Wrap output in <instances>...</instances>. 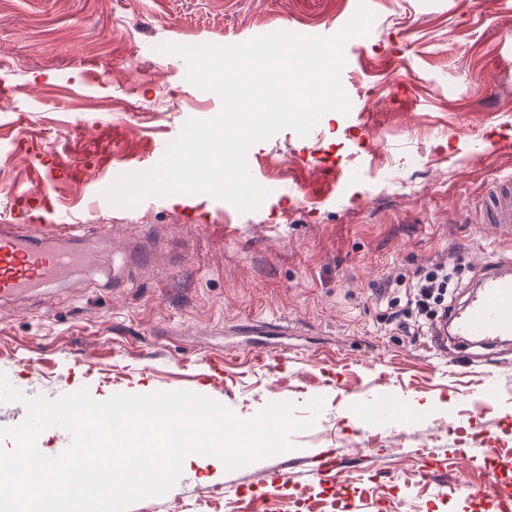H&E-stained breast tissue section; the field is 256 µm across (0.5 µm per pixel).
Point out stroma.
<instances>
[{"label": "stroma", "instance_id": "obj_1", "mask_svg": "<svg viewBox=\"0 0 512 512\" xmlns=\"http://www.w3.org/2000/svg\"><path fill=\"white\" fill-rule=\"evenodd\" d=\"M367 4L374 22L345 44L340 74L360 112L252 145V176L275 191L243 214L205 194L91 204L222 108L157 45L331 37L357 0H0V224L61 211L82 232L60 247L101 255L0 305V372L28 396L189 391L242 419L324 401L292 450L232 472L183 468L129 512H252L258 496L263 512H491L449 480L512 476V342L442 353L433 332L389 324L377 298L384 280L451 262L459 306L483 255L512 254L477 222L489 188L512 180V0ZM388 168L395 182L380 180ZM44 180L48 207L26 210L18 193ZM256 320L284 330L255 334ZM380 395L403 422L354 417ZM325 465L352 494L308 483ZM280 469L292 483L266 485Z\"/></svg>", "mask_w": 512, "mask_h": 512}]
</instances>
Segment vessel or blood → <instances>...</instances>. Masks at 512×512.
I'll use <instances>...</instances> for the list:
<instances>
[{"label":"vessel or blood","instance_id":"1","mask_svg":"<svg viewBox=\"0 0 512 512\" xmlns=\"http://www.w3.org/2000/svg\"><path fill=\"white\" fill-rule=\"evenodd\" d=\"M484 222L498 236H512V185L500 183L487 193ZM44 225L0 226V301L5 302L35 287L68 281L73 268L98 261L94 248L58 251L45 244ZM479 288L463 305L452 308L445 320L458 343L493 344L512 336V260L499 258ZM489 498L495 512H512V486L489 482L477 491Z\"/></svg>","mask_w":512,"mask_h":512}]
</instances>
